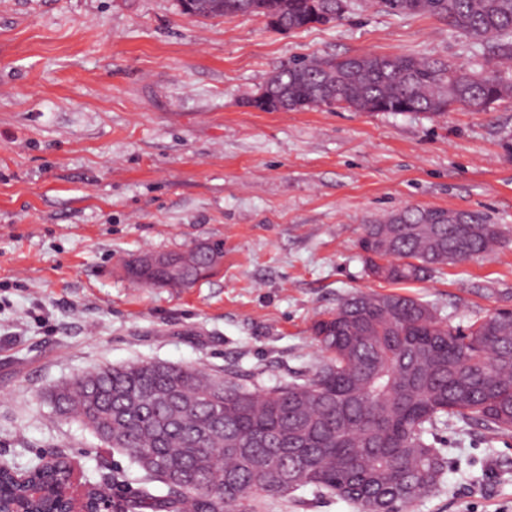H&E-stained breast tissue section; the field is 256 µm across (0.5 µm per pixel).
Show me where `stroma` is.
I'll list each match as a JSON object with an SVG mask.
<instances>
[{
  "instance_id": "35a3bbf8",
  "label": "stroma",
  "mask_w": 512,
  "mask_h": 512,
  "mask_svg": "<svg viewBox=\"0 0 512 512\" xmlns=\"http://www.w3.org/2000/svg\"><path fill=\"white\" fill-rule=\"evenodd\" d=\"M476 42L377 0L299 31L190 18L178 0H0V459L63 452L129 498L136 467L53 416L50 387L160 361L268 388L312 373L313 322L356 290L420 298L455 326L512 310V98L441 117L249 104L301 58L460 65ZM408 206L485 213L505 243L417 283L377 281L361 226ZM211 240L224 258L192 287L125 274L140 253ZM438 439L448 468L410 512H512V435L452 423Z\"/></svg>"
}]
</instances>
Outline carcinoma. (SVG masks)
I'll return each mask as SVG.
<instances>
[{"label": "carcinoma", "instance_id": "cac0c4a2", "mask_svg": "<svg viewBox=\"0 0 512 512\" xmlns=\"http://www.w3.org/2000/svg\"><path fill=\"white\" fill-rule=\"evenodd\" d=\"M395 15H429L478 37L469 67L406 55L298 60L276 74L284 110L323 103L358 112L442 116L461 105L485 110L512 96V0H379ZM353 0H194L198 17L260 16L302 30L330 24ZM362 225L368 274L420 281L434 268L485 255L502 243L478 212L470 225L425 224L416 206ZM220 241L170 252L176 272L125 266L140 284L190 288L211 276ZM322 360L307 378L259 389L237 370L167 362L107 365L48 393L52 414L127 453L144 490L118 512H261L269 500L305 489L352 503L359 512H405L431 493L448 465L437 431L448 423L512 434V313L465 328L433 306L397 293L355 291L312 324ZM32 479L62 482L45 458Z\"/></svg>", "mask_w": 512, "mask_h": 512}]
</instances>
